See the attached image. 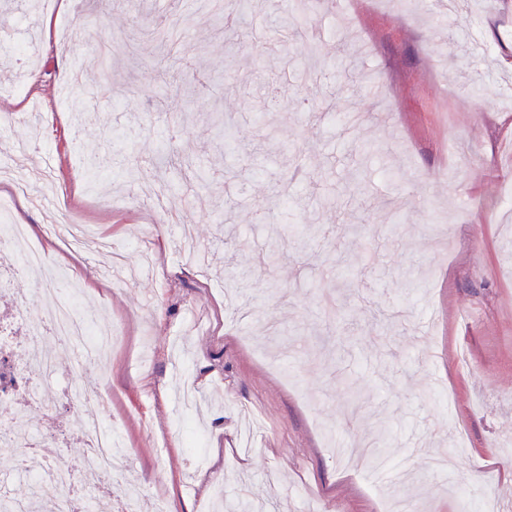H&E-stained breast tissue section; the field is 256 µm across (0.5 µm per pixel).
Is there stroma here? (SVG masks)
Listing matches in <instances>:
<instances>
[{
    "mask_svg": "<svg viewBox=\"0 0 512 512\" xmlns=\"http://www.w3.org/2000/svg\"><path fill=\"white\" fill-rule=\"evenodd\" d=\"M232 9L258 39L182 0H67L55 43L0 0V169L47 165L82 212L73 256L56 198L17 207L118 329L99 364L49 344L38 466L74 456L69 393L103 369L132 460L110 484L144 504L512 512V0H302L315 39L277 0ZM185 374L206 415L176 403Z\"/></svg>",
    "mask_w": 512,
    "mask_h": 512,
    "instance_id": "35a3bbf8",
    "label": "stroma"
}]
</instances>
